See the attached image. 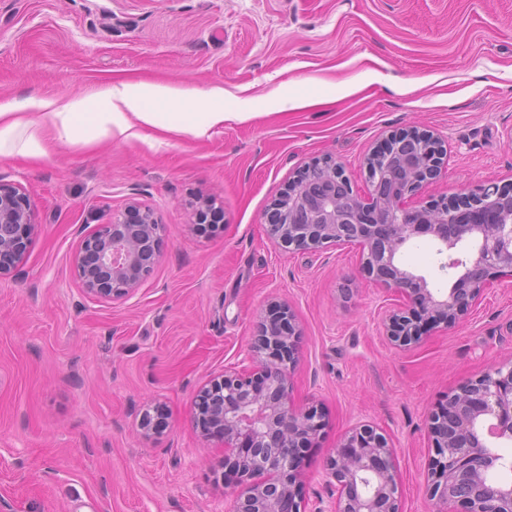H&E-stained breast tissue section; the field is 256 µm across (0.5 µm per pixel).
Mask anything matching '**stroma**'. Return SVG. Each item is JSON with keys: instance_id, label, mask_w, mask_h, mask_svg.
<instances>
[{"instance_id": "1", "label": "stroma", "mask_w": 512, "mask_h": 512, "mask_svg": "<svg viewBox=\"0 0 512 512\" xmlns=\"http://www.w3.org/2000/svg\"><path fill=\"white\" fill-rule=\"evenodd\" d=\"M223 92L231 120L206 136L146 130L92 143L38 135L42 158L0 154L40 226L0 281V512H231L224 449L193 425L200 386L240 363L273 302L301 331L291 398L328 425L308 453V493L354 424L396 448L404 512L425 493L430 415L461 381L512 359V277L448 332L393 348V298L359 277V249L283 250L272 201L314 161L367 192L364 159L416 127L448 149L424 201L512 182V0H0V104L86 98L117 82ZM224 212L193 227L196 198ZM164 226L160 263L126 301L83 296L79 234L130 200ZM430 237L399 261L447 293L455 270ZM167 424L144 437L155 404Z\"/></svg>"}]
</instances>
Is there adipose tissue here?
<instances>
[{"label":"adipose tissue","mask_w":512,"mask_h":512,"mask_svg":"<svg viewBox=\"0 0 512 512\" xmlns=\"http://www.w3.org/2000/svg\"><path fill=\"white\" fill-rule=\"evenodd\" d=\"M101 111H87L86 100L62 101L27 97L0 105V149L43 157L47 151L36 137L19 139L24 122L21 111L32 112L36 125L52 127L64 141L102 140L112 137L140 136L151 128L176 134L205 135L223 125L227 118L223 109L210 106L205 96L168 86H147L140 94H132L128 83L113 84L97 93Z\"/></svg>","instance_id":"adipose-tissue-1"}]
</instances>
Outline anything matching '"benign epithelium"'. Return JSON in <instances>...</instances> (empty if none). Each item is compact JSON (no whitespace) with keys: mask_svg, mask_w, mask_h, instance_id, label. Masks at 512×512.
<instances>
[{"mask_svg":"<svg viewBox=\"0 0 512 512\" xmlns=\"http://www.w3.org/2000/svg\"><path fill=\"white\" fill-rule=\"evenodd\" d=\"M446 150L433 135L411 128L390 136L367 158V195L354 188L343 167L315 162L288 183L272 204L266 233L274 245L319 249L357 246L358 272L399 304L385 318L383 335L397 348L420 345L434 329L452 328L502 274L512 276V185L483 184L448 202L424 205L415 195L448 173ZM224 223L208 200L196 207L195 224ZM39 224L29 196L0 182V280L13 278L25 261ZM430 235L447 251L464 242L476 248L446 295L401 267L396 256L411 238ZM165 249L163 225L137 202L82 234L70 257L81 293L115 302L134 296ZM300 332L291 309L259 321L247 349L250 367H226L195 398L193 424L224 445V474L234 478L233 512H403L394 445L369 424L354 425L323 462L329 510L307 509L302 463L326 427L318 405L289 401ZM163 407L140 420L150 435ZM433 467L427 493L438 512H512V458L488 445L512 437V363L460 383L431 415L427 427Z\"/></svg>","mask_w":512,"mask_h":512,"instance_id":"obj_1","label":"benign epithelium"}]
</instances>
